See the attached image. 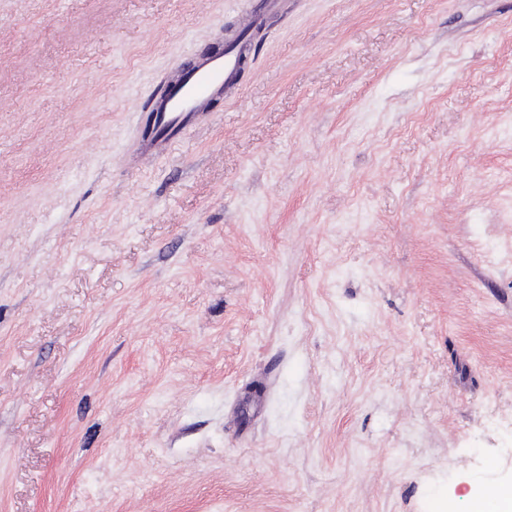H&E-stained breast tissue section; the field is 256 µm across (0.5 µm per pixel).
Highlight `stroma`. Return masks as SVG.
Wrapping results in <instances>:
<instances>
[{"label": "stroma", "instance_id": "obj_1", "mask_svg": "<svg viewBox=\"0 0 512 512\" xmlns=\"http://www.w3.org/2000/svg\"><path fill=\"white\" fill-rule=\"evenodd\" d=\"M0 0V512H450L512 480V0ZM244 47L243 39L226 51L195 59L177 80L147 104L140 140L142 154L163 152L201 113L208 103L233 84Z\"/></svg>", "mask_w": 512, "mask_h": 512}]
</instances>
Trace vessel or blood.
I'll return each instance as SVG.
<instances>
[{
	"label": "vessel or blood",
	"instance_id": "obj_1",
	"mask_svg": "<svg viewBox=\"0 0 512 512\" xmlns=\"http://www.w3.org/2000/svg\"><path fill=\"white\" fill-rule=\"evenodd\" d=\"M243 42L226 51L195 59L177 80L148 103L141 140L142 154L163 152L201 113L213 98L232 85L241 60Z\"/></svg>",
	"mask_w": 512,
	"mask_h": 512
}]
</instances>
